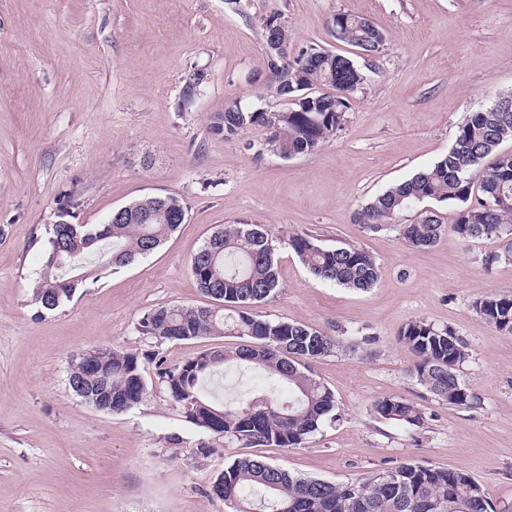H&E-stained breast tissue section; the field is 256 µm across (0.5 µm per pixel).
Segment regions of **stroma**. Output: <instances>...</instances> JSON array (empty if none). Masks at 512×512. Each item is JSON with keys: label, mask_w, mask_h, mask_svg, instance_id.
<instances>
[{"label": "stroma", "mask_w": 512, "mask_h": 512, "mask_svg": "<svg viewBox=\"0 0 512 512\" xmlns=\"http://www.w3.org/2000/svg\"><path fill=\"white\" fill-rule=\"evenodd\" d=\"M340 11L384 32L374 58L330 35ZM273 13L291 32L290 53L315 43L374 64L342 131L288 160L262 152L264 128L233 140L209 131L214 114L251 100L264 78L261 23ZM198 68L203 93L182 107L183 78ZM509 95L512 0H0V512H225L210 486L243 455L239 444L187 421L154 371L143 401L120 414L83 401L68 377L73 356L96 347L174 364L238 346L233 336L159 345L137 330L156 307L210 305L190 260L237 220L360 247L380 268L372 288L356 291L316 279L279 245L284 288L249 310L337 336L335 352L311 364L335 395L336 420L304 448L261 456L338 484L406 461L460 469L498 512L512 505V334L473 307L487 292L512 296V262L485 268L496 242L460 238L447 203L441 237L425 249L398 228L369 233L353 222L374 194L447 153L468 112ZM67 190L78 224L152 196L178 197L186 217L153 253L95 271L43 312L32 289ZM414 319L467 343L458 373L477 406L441 401L410 376L399 337ZM383 396L417 402L423 426L375 416ZM210 441L216 454L199 455Z\"/></svg>", "instance_id": "stroma-1"}]
</instances>
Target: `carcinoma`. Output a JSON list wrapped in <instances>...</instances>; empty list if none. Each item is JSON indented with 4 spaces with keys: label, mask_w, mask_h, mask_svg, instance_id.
I'll return each instance as SVG.
<instances>
[{
    "label": "carcinoma",
    "mask_w": 512,
    "mask_h": 512,
    "mask_svg": "<svg viewBox=\"0 0 512 512\" xmlns=\"http://www.w3.org/2000/svg\"><path fill=\"white\" fill-rule=\"evenodd\" d=\"M338 41L374 54L385 35L368 19L338 12L330 21ZM267 85L254 100H235L211 119L210 133L226 140L253 126L266 128L262 149L283 159L312 155L342 130L354 95L364 89L367 73L352 59L317 45H307L292 58L267 60ZM269 96L288 107L269 111ZM512 112L497 104L469 112L459 124L447 154L430 167L375 195L355 212L354 222L378 232L393 224L413 248L433 246L443 231L436 209L420 212L413 222L403 214L424 201L455 205L454 229L465 240L495 239L490 268L512 262ZM144 198L130 205L134 216L123 224H54L44 250L42 273L33 286L41 309L73 298L91 277L82 259L103 267H123L156 250L177 229L175 224H144L139 214L155 209ZM275 237L259 224L234 222L215 231L194 254L191 272L198 288L218 301L214 307L161 306L144 314L137 330L156 341L183 342L202 336L230 334L248 339L231 351H202L169 365L157 354L139 355L115 347L91 350L104 377L86 369L85 354L70 364L69 375L80 380L91 397L102 383L112 394V412H124L147 394L144 362L184 417L217 438L245 448H303L326 422L336 420L335 395L311 372L310 363L331 354L338 339L310 325L261 320L246 306L261 302L282 288L275 259ZM288 246L315 277L346 288L366 290L379 277L370 254L350 244L322 246L307 233L288 236ZM477 313L499 331L512 334V296L485 294L475 301ZM400 341L414 357L411 375L425 390L450 405L469 406L475 397L457 370L469 357L466 343L448 328L424 319L409 321ZM228 362L274 379L278 394L245 396L234 403L213 398L205 381ZM379 417L419 427L424 411L414 401L385 396L372 404ZM227 512H491L484 488L462 470L401 463L363 480L334 484L305 478L246 454L222 470Z\"/></svg>",
    "instance_id": "obj_1"
}]
</instances>
